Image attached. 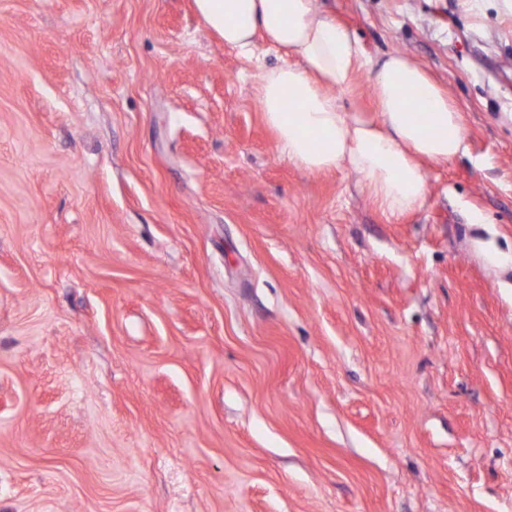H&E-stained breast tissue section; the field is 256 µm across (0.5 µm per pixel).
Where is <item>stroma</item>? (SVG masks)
Segmentation results:
<instances>
[{
    "label": "stroma",
    "mask_w": 512,
    "mask_h": 512,
    "mask_svg": "<svg viewBox=\"0 0 512 512\" xmlns=\"http://www.w3.org/2000/svg\"><path fill=\"white\" fill-rule=\"evenodd\" d=\"M316 5L463 114L400 219L193 0H0V512H512V13Z\"/></svg>",
    "instance_id": "35a3bbf8"
}]
</instances>
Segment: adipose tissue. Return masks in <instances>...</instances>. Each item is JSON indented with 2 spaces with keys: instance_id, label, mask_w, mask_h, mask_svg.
<instances>
[{
  "instance_id": "obj_1",
  "label": "adipose tissue",
  "mask_w": 512,
  "mask_h": 512,
  "mask_svg": "<svg viewBox=\"0 0 512 512\" xmlns=\"http://www.w3.org/2000/svg\"><path fill=\"white\" fill-rule=\"evenodd\" d=\"M205 28L251 54L263 39L283 56L262 68L254 97L277 135L280 155L308 171L342 169L398 218L426 196L425 163L468 149L462 116L444 90L408 56H367L349 29L314 0H194ZM371 78L375 117L344 111L339 95L356 75Z\"/></svg>"
}]
</instances>
